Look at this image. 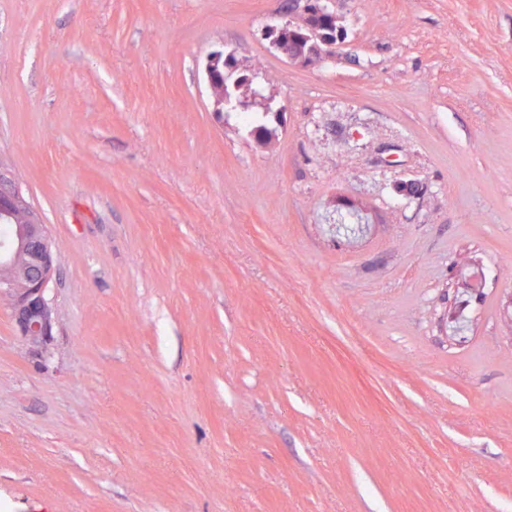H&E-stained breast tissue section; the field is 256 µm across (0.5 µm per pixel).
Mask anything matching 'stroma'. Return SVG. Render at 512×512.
Segmentation results:
<instances>
[{"instance_id":"35a3bbf8","label":"stroma","mask_w":512,"mask_h":512,"mask_svg":"<svg viewBox=\"0 0 512 512\" xmlns=\"http://www.w3.org/2000/svg\"><path fill=\"white\" fill-rule=\"evenodd\" d=\"M287 2L0 0L56 254L45 353L0 299V512H512V0H323L311 67ZM281 37L284 39L282 46L287 49L290 55H297L298 57L306 58L314 50V41L310 38L306 29L286 27L281 32ZM274 44L283 54H285L281 46L275 42ZM335 45L336 43L323 42L322 45L317 47V51L314 56L308 59H300L296 62H294V60H292L287 54L285 55L291 62L308 67L329 58L334 53ZM224 71V53L221 50H213L209 52L206 56V64H205V73L207 77V81L209 85L212 82L213 94L217 100V102L221 103L224 101V96L226 93H229L228 84H227V76L224 75V78L218 74L214 76L212 80V76L214 73H218L220 70ZM227 84V85H226Z\"/></svg>"}]
</instances>
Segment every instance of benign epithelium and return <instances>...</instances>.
<instances>
[{
    "label": "benign epithelium",
    "instance_id": "1",
    "mask_svg": "<svg viewBox=\"0 0 512 512\" xmlns=\"http://www.w3.org/2000/svg\"><path fill=\"white\" fill-rule=\"evenodd\" d=\"M334 49V43L324 42L314 56L300 59L298 64H318L330 57ZM223 68V51L209 52L205 64L207 81H212L213 74ZM21 208L29 210V223L13 225L11 234L0 244V297L8 301L19 334L32 347L43 349L53 336L52 308L47 298L55 270L53 244L47 225L16 186L9 168L0 161V215Z\"/></svg>",
    "mask_w": 512,
    "mask_h": 512
}]
</instances>
